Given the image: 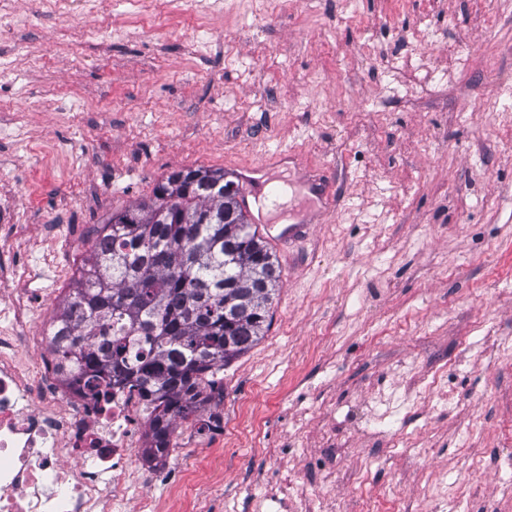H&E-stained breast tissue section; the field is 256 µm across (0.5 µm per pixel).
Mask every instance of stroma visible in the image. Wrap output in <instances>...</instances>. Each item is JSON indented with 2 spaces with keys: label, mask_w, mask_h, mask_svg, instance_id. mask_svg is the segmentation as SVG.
Masks as SVG:
<instances>
[{
  "label": "stroma",
  "mask_w": 512,
  "mask_h": 512,
  "mask_svg": "<svg viewBox=\"0 0 512 512\" xmlns=\"http://www.w3.org/2000/svg\"><path fill=\"white\" fill-rule=\"evenodd\" d=\"M128 12L14 0L0 33V243L68 272L29 281L33 319L170 173L314 178L336 209L280 256L186 506L512 512V0L173 2L141 34Z\"/></svg>",
  "instance_id": "35a3bbf8"
}]
</instances>
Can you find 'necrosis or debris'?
Segmentation results:
<instances>
[{"mask_svg":"<svg viewBox=\"0 0 512 512\" xmlns=\"http://www.w3.org/2000/svg\"><path fill=\"white\" fill-rule=\"evenodd\" d=\"M32 305L11 293L0 333V512H113L148 479L182 491L177 451L188 437L173 432L167 458L147 460L151 412L136 388L97 398L76 377L24 358L50 341Z\"/></svg>","mask_w":512,"mask_h":512,"instance_id":"4bbe7bcc","label":"necrosis or debris"}]
</instances>
